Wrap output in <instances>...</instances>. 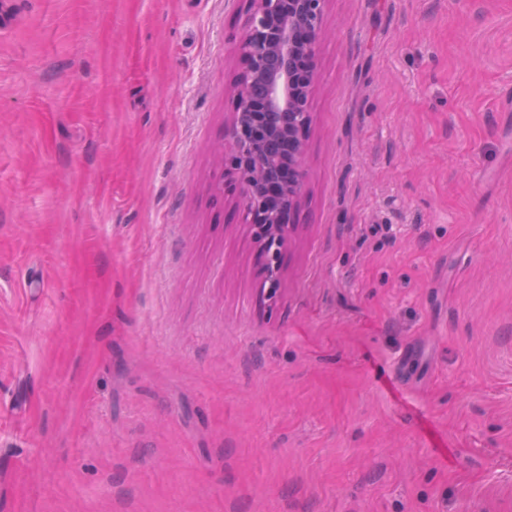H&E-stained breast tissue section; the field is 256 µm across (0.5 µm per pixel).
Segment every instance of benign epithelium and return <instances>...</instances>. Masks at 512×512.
<instances>
[{
	"label": "benign epithelium",
	"instance_id": "1",
	"mask_svg": "<svg viewBox=\"0 0 512 512\" xmlns=\"http://www.w3.org/2000/svg\"><path fill=\"white\" fill-rule=\"evenodd\" d=\"M325 2L246 0L248 20L238 41L242 67L224 170L243 188L245 220L260 244L271 294L301 200Z\"/></svg>",
	"mask_w": 512,
	"mask_h": 512
}]
</instances>
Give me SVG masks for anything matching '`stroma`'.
<instances>
[{
	"label": "stroma",
	"instance_id": "1",
	"mask_svg": "<svg viewBox=\"0 0 512 512\" xmlns=\"http://www.w3.org/2000/svg\"><path fill=\"white\" fill-rule=\"evenodd\" d=\"M12 3L0 512H512V0H327L271 298L245 0Z\"/></svg>",
	"mask_w": 512,
	"mask_h": 512
}]
</instances>
